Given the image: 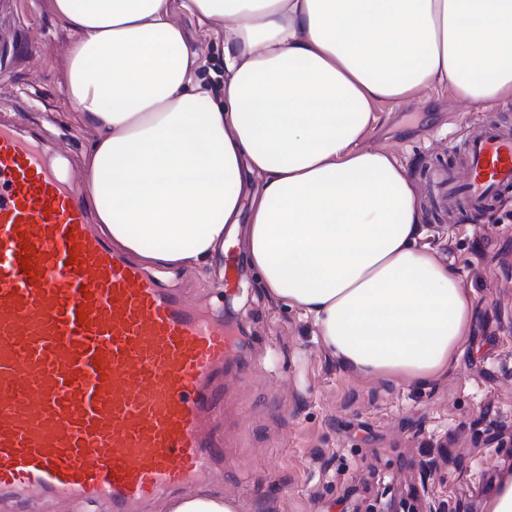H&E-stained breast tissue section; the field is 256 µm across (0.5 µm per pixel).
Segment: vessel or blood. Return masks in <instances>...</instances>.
<instances>
[{
    "instance_id": "vessel-or-blood-1",
    "label": "vessel or blood",
    "mask_w": 512,
    "mask_h": 512,
    "mask_svg": "<svg viewBox=\"0 0 512 512\" xmlns=\"http://www.w3.org/2000/svg\"><path fill=\"white\" fill-rule=\"evenodd\" d=\"M464 134L461 166L425 171L444 213L512 188V126ZM52 151L0 116V499L140 512L223 472L213 404L245 382L242 350L206 304L112 247Z\"/></svg>"
}]
</instances>
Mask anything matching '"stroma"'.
<instances>
[{
	"mask_svg": "<svg viewBox=\"0 0 512 512\" xmlns=\"http://www.w3.org/2000/svg\"><path fill=\"white\" fill-rule=\"evenodd\" d=\"M174 17L200 56L197 76L211 99L224 79V25L202 23L171 0ZM74 36L51 0H0V110L22 127L41 124L68 157L64 171L83 180L92 130L80 125L64 95ZM362 147L403 166L421 213L419 246L456 267L474 299L476 319L462 350L430 384L341 369L302 312L265 294L245 248H237L238 292L217 274L190 269V285L212 290L217 310L243 339L251 376L234 401L243 421L220 422L215 435L237 461L235 479L214 493L237 512H409L417 464L442 445L436 495L460 512H484L498 479L512 472V194L493 209L448 217L423 182L430 163L453 161L469 116L512 126L508 104L459 103L434 85L406 105L373 108Z\"/></svg>",
	"mask_w": 512,
	"mask_h": 512,
	"instance_id": "obj_1",
	"label": "stroma"
}]
</instances>
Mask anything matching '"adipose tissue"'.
Here are the masks:
<instances>
[{
    "instance_id": "ef3b65f1",
    "label": "adipose tissue",
    "mask_w": 512,
    "mask_h": 512,
    "mask_svg": "<svg viewBox=\"0 0 512 512\" xmlns=\"http://www.w3.org/2000/svg\"><path fill=\"white\" fill-rule=\"evenodd\" d=\"M224 24L209 100L169 0H53L75 35L65 95L93 132L81 192L149 266L211 264L254 175L247 255L337 363L423 384L469 335L457 269L416 245L403 167L361 147L372 106L419 88L512 101V0H181Z\"/></svg>"
}]
</instances>
